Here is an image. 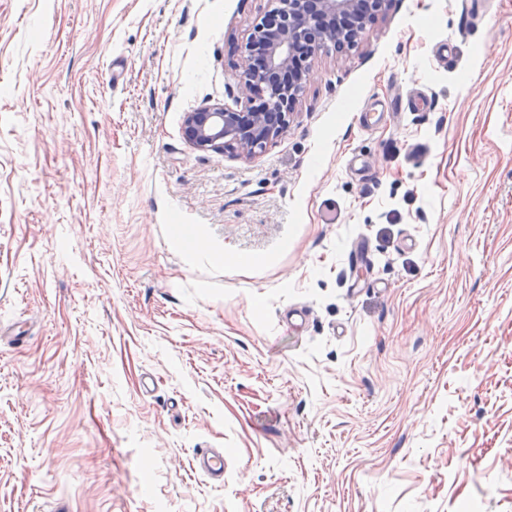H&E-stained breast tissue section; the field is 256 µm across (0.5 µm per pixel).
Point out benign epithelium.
<instances>
[{"label":"benign epithelium","instance_id":"1","mask_svg":"<svg viewBox=\"0 0 512 512\" xmlns=\"http://www.w3.org/2000/svg\"><path fill=\"white\" fill-rule=\"evenodd\" d=\"M248 30L234 109L203 104L184 114L186 141L198 151H231L250 159L290 125L308 71L325 44L344 54L363 39L371 15L388 0H273Z\"/></svg>","mask_w":512,"mask_h":512}]
</instances>
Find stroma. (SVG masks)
I'll return each instance as SVG.
<instances>
[{
	"label": "stroma",
	"instance_id": "obj_1",
	"mask_svg": "<svg viewBox=\"0 0 512 512\" xmlns=\"http://www.w3.org/2000/svg\"><path fill=\"white\" fill-rule=\"evenodd\" d=\"M271 7L0 0V512H512V0H389L193 149ZM195 469L215 484L224 482V451L213 448L203 449L194 458Z\"/></svg>",
	"mask_w": 512,
	"mask_h": 512
}]
</instances>
